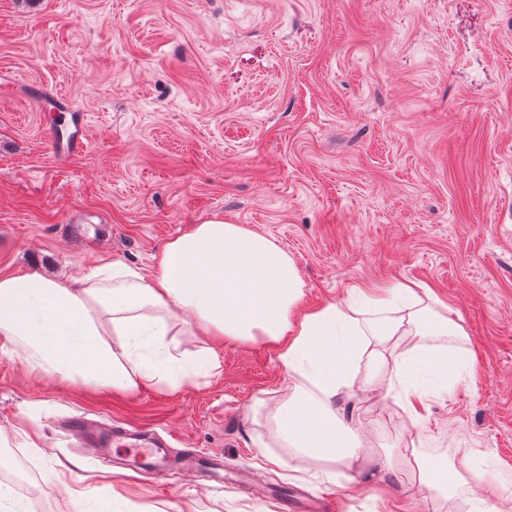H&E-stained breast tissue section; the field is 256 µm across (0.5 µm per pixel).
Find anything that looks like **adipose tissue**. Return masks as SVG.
Listing matches in <instances>:
<instances>
[{
	"label": "adipose tissue",
	"mask_w": 512,
	"mask_h": 512,
	"mask_svg": "<svg viewBox=\"0 0 512 512\" xmlns=\"http://www.w3.org/2000/svg\"><path fill=\"white\" fill-rule=\"evenodd\" d=\"M294 260L268 236L213 217L169 241L148 275L115 262L59 282L33 272L0 275V352L21 350L34 368L88 388L134 391L176 383L185 359L175 338L181 315L203 335L247 344L282 345L288 386L276 399H258L283 447L348 469L362 443L352 409L341 407L376 349L394 353L398 375L423 368L437 384L454 386L475 374V351L424 344L431 335L460 336L463 327L433 307L432 290L407 282L371 292L351 288L343 300L309 307ZM406 468L379 465L369 489L385 487L391 473L401 485L429 490L474 484L481 490L473 512H489L501 493L488 469L457 470L406 448Z\"/></svg>",
	"instance_id": "obj_1"
}]
</instances>
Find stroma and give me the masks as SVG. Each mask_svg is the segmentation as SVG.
<instances>
[{
    "mask_svg": "<svg viewBox=\"0 0 512 512\" xmlns=\"http://www.w3.org/2000/svg\"><path fill=\"white\" fill-rule=\"evenodd\" d=\"M86 116L87 148L54 155L33 86ZM220 216L295 260L305 302L357 283L424 284L479 356L475 380L429 396L413 425L392 362H364L354 400L368 454L353 470L281 446L256 399L288 375L280 344L182 336L218 369L133 392L87 389L0 353V426L47 512H99L51 471L77 459L62 420L127 430L89 482L117 512H278L281 487L389 512L364 477L401 449L492 465L512 506V0H0V274L62 279L119 261L152 273L174 237ZM221 455L223 482L169 484L129 447ZM35 447H27V439Z\"/></svg>",
    "mask_w": 512,
    "mask_h": 512,
    "instance_id": "35a3bbf8",
    "label": "stroma"
}]
</instances>
